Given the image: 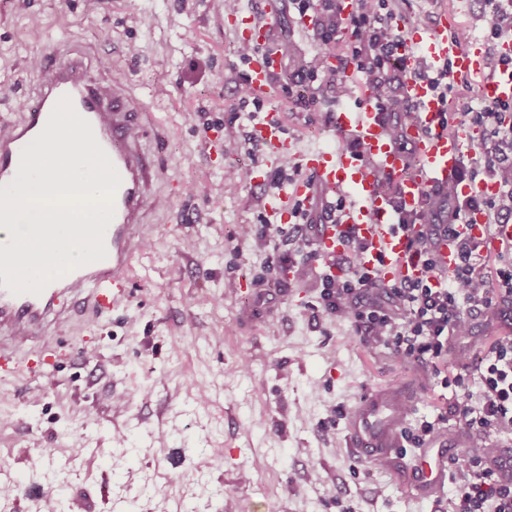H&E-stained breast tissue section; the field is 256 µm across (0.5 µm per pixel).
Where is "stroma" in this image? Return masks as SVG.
<instances>
[{"instance_id": "obj_1", "label": "stroma", "mask_w": 512, "mask_h": 512, "mask_svg": "<svg viewBox=\"0 0 512 512\" xmlns=\"http://www.w3.org/2000/svg\"><path fill=\"white\" fill-rule=\"evenodd\" d=\"M481 0H407L406 11L456 15V33L484 39ZM112 39L102 45L101 32ZM56 41L95 48L104 76L129 81L169 130L162 144L166 205L151 246L134 263L129 308L94 331L66 335L61 385L0 380V467H20L24 492L0 512H39L57 462L67 512H436L417 499L399 466L342 453V426L320 430L336 405L370 390H412L417 416L432 415L444 390L431 366L356 343L349 324H312L314 264L302 265L282 304L255 306L240 289L255 281L284 242L258 247L239 229L258 224L272 191L248 178L273 171L268 153L212 156L204 138L249 123L233 88L245 66L237 37L213 0H0V113L15 112L43 73L31 58ZM139 52L131 57L128 44ZM282 128L299 150L333 144L310 112L274 96ZM235 183L227 192L226 183ZM193 212L196 224L183 227ZM193 251L198 268L177 256ZM169 410L165 422L152 416Z\"/></svg>"}]
</instances>
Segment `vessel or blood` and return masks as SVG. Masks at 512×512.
Returning <instances> with one entry per match:
<instances>
[{
	"label": "vessel or blood",
	"mask_w": 512,
	"mask_h": 512,
	"mask_svg": "<svg viewBox=\"0 0 512 512\" xmlns=\"http://www.w3.org/2000/svg\"><path fill=\"white\" fill-rule=\"evenodd\" d=\"M278 22L268 12L265 22L248 13L235 16L239 39L260 47L270 27ZM454 16L443 14L431 25L407 24L397 56L404 65L424 57L435 67H449L454 77L479 80V96L487 102L512 101V71L484 78L485 45L472 41L459 46L449 36ZM276 63L261 53L247 63V84L254 98L269 99L274 88L270 74ZM39 70L49 78L36 90L21 112L0 114V185L16 175L20 154L43 129L61 98H69L73 108L87 119L94 134L121 177L114 197V217L105 235V259L76 267L49 283L41 294L14 295L0 286V379L31 381L47 376L46 366L37 365L35 354H53L55 335L83 324L95 326L111 313L126 309L133 297V263L138 249L149 243L159 210L158 188L166 176L160 146L166 130L157 123L133 86L120 77L104 78L92 66L87 52L63 49L60 43L47 44L37 57ZM406 96L418 107L420 122L408 125L405 136L411 153L395 147L385 119L367 101L337 112L336 123L347 144L298 152L278 124L266 121L254 125L253 137L266 145L274 160L297 158L301 168L313 174L327 194L348 195L338 223L320 224L315 229L317 253L332 262L345 248L347 229H355L365 243L364 267H380L385 281H414L422 275V264L409 244L421 226H403L397 212L413 213L435 186L454 179L462 157L475 147L481 131L475 126H458L452 119L449 102L443 100L432 79L410 76ZM383 170L398 187L397 196H388L375 181L373 170ZM459 191L465 197L495 196L499 185L487 179L463 181ZM309 203L312 193L304 182L293 183L291 191L269 201L267 208L280 222H287L291 199ZM457 231L461 237L497 251L512 245V224L496 225L487 231L483 212H468ZM455 240L440 238L436 264L446 274L458 264ZM71 299L59 305V296ZM411 402L399 389L365 394L347 418L346 442L350 454L364 462L403 463L417 498L437 497L448 484V458L457 444L441 435L409 461H402V427Z\"/></svg>",
	"instance_id": "b4317fda"
}]
</instances>
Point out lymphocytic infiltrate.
<instances>
[{"label": "lymphocytic infiltrate", "instance_id": "lymphocytic-infiltrate-1", "mask_svg": "<svg viewBox=\"0 0 512 512\" xmlns=\"http://www.w3.org/2000/svg\"><path fill=\"white\" fill-rule=\"evenodd\" d=\"M401 0H356L351 16H342L339 0H289L296 18H307V30L317 49L311 56L295 57L289 40L267 41V53L287 58L288 73H272L273 85L283 93L301 88L296 106L312 107L319 125L334 129L336 108L352 96L354 84L383 112L389 136L399 150H407L403 131L417 122L416 107L404 93L408 72L431 73L427 61L402 66L394 51L408 23L425 24L420 13H405ZM512 110L508 102L488 103L473 109L464 98H456L454 120L475 125L483 137L464 155L457 180L494 179L499 185L495 198H466L456 182L437 186L423 207L410 215H399L402 225H420L422 233L410 248L424 267L423 276L412 282H387L379 268H366L361 256L366 246L348 234L346 248L335 266L343 275L332 274L335 266L320 265L313 284L314 319L348 322L359 344L368 350L384 349L391 354L430 363L442 388L458 387L463 378L479 386L477 398L447 399L436 417L408 418L402 430L407 447L422 448L449 420L462 421L480 443L464 458L448 460V475L455 488L440 512H512V482L500 479L489 467V459L505 437L512 436V317L508 333L498 336L473 366L448 375L443 364L448 357L450 337L473 333L476 315L512 307V247L491 255L476 243L463 242L460 262L452 275L436 266L437 237L455 235L458 224L471 210L482 211L488 228L512 221V125L502 115ZM244 236L258 246L287 240L289 248L278 255V271L314 260L317 256L312 224L287 229L262 220L247 225Z\"/></svg>", "mask_w": 512, "mask_h": 512}]
</instances>
